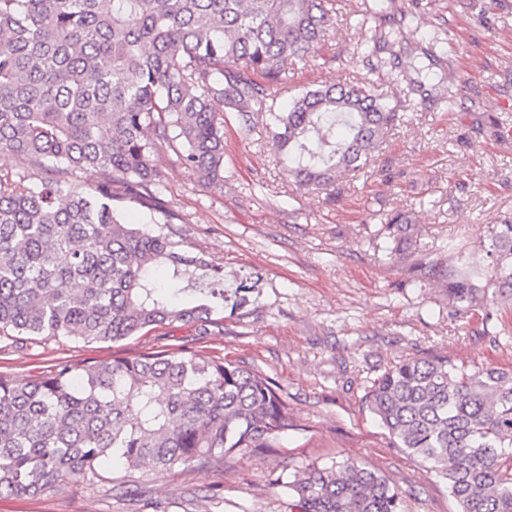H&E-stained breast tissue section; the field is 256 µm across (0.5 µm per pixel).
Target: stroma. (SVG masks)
<instances>
[{"label": "stroma", "instance_id": "35a3bbf8", "mask_svg": "<svg viewBox=\"0 0 512 512\" xmlns=\"http://www.w3.org/2000/svg\"><path fill=\"white\" fill-rule=\"evenodd\" d=\"M412 24L396 48L400 66L425 35L463 39L444 63L460 93L447 109L432 85L409 93L400 122L385 136L365 173L339 183L340 194L298 186L262 128L224 115V186H200L175 156L160 158V191L174 214L182 251L206 252L228 288L245 298L224 310V330L198 335L179 322L118 345L39 337L0 341V370L25 381L59 362L109 361L148 347L188 346L255 367L284 390L298 427L277 446L246 449L208 473L143 467L130 495L115 494L112 461L98 478L76 476L32 498H0V512H290L270 481L312 461H361L386 475L408 512H457L430 464L393 447L367 408L369 379L408 359L448 354L457 363L512 368V347L495 343L512 326V301L485 296L459 313L444 288L414 280L410 258L392 253L378 215L410 212L417 233L411 258L491 273L486 247L512 217V0H400ZM445 16L447 25L437 23ZM372 28L337 17L321 55L288 75L290 93L365 73L360 41ZM456 240L460 253L448 255Z\"/></svg>", "mask_w": 512, "mask_h": 512}]
</instances>
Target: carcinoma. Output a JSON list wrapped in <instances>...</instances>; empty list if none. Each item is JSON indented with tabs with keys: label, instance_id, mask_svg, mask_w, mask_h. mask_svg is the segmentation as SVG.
Instances as JSON below:
<instances>
[{
	"label": "carcinoma",
	"instance_id": "obj_1",
	"mask_svg": "<svg viewBox=\"0 0 512 512\" xmlns=\"http://www.w3.org/2000/svg\"><path fill=\"white\" fill-rule=\"evenodd\" d=\"M379 23L368 72L411 15L397 0H361ZM332 0H0V154L55 179L38 191L0 177V340L46 336L118 343L165 324L199 335L245 290L224 289L207 256L170 233L125 222V201L164 215L158 157L173 153L205 186L224 184V113L262 124L299 185L328 190L365 170L397 105L372 81L316 84L281 101L298 64L315 60ZM87 168L91 189L68 185ZM379 223L404 251L402 211ZM494 268L419 262L460 311L493 292L512 298V220L492 237ZM365 403L395 447L432 465L458 512H512V369L447 355L389 366ZM295 427L278 383L253 367L181 346L106 362H61L26 382L0 371V497L37 496L121 462V483L150 465L208 472L246 448H272ZM298 512H407L367 464L316 461L277 478Z\"/></svg>",
	"mask_w": 512,
	"mask_h": 512
}]
</instances>
